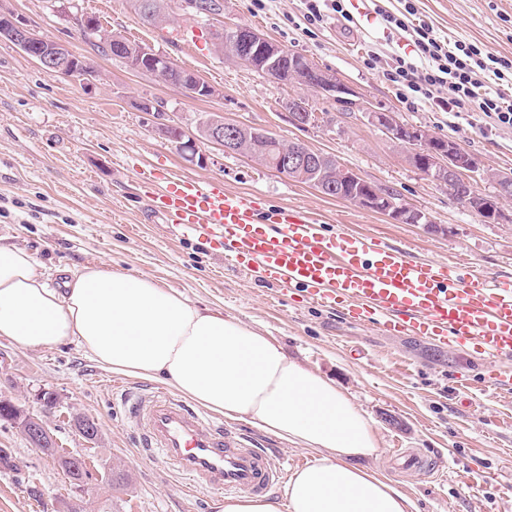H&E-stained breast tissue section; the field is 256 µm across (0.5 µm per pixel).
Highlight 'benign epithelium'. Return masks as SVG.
Wrapping results in <instances>:
<instances>
[{
    "label": "benign epithelium",
    "instance_id": "benign-epithelium-1",
    "mask_svg": "<svg viewBox=\"0 0 512 512\" xmlns=\"http://www.w3.org/2000/svg\"><path fill=\"white\" fill-rule=\"evenodd\" d=\"M181 6L187 14L192 12L215 17L224 12V0H215L213 3L194 0L192 3L183 2ZM0 40L10 42L24 52L31 46L35 47L31 52V58L43 70L55 76L67 75L65 64L71 59L69 51L64 45L38 35L26 21L0 13ZM240 51L258 58L260 66L270 76H275L277 62L282 56V47L279 44L252 32L245 38ZM305 67L321 94L336 102H351L354 107L365 112L371 123L382 128L389 139L408 149L409 163L431 180L444 186L465 183L467 173L478 167L477 161L464 152L456 142L438 139L425 128L404 124L391 112L374 110L358 92L309 59L305 61ZM288 109V119L297 127L307 128L318 124L319 115L312 111L306 99L297 97L289 100ZM201 134L205 140L227 152L252 157L254 153L247 144L262 135V132L216 116L210 118L207 125L201 128ZM271 165L277 173L307 181L325 195L340 188L350 187L357 193L355 203L364 208L377 210L395 223H430L429 218L421 210L394 203L382 190L367 183L347 168L338 165L333 169L327 166L325 158L318 153L301 149H281L271 161ZM485 176L497 185V193L486 195L476 192L472 195V205L482 213L486 223L497 224L506 218L501 203L512 197V172L488 170ZM18 424L35 447L42 448L50 441L48 433L38 420H30L21 415Z\"/></svg>",
    "mask_w": 512,
    "mask_h": 512
}]
</instances>
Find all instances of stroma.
<instances>
[{
	"label": "stroma",
	"instance_id": "stroma-1",
	"mask_svg": "<svg viewBox=\"0 0 512 512\" xmlns=\"http://www.w3.org/2000/svg\"><path fill=\"white\" fill-rule=\"evenodd\" d=\"M408 1L438 39L475 43L512 60V0H345L348 18L333 17L310 34L298 27L301 0H265L261 10L253 0H226L222 20L210 22L176 9L161 27L143 23L130 0H0V12L91 59L95 70L88 80L52 76L0 41V242L30 251L51 282L59 281L62 267L101 263L275 337L290 358L336 381L366 413L380 444L369 467L406 492L417 512H512V392L487 383L478 354L381 335L336 313L288 302L271 286L225 268L216 251L172 237L150 207L155 186L136 178L141 169L217 178L225 190L271 206L307 207L321 223L377 236L422 259L462 258L483 274L512 276V199L502 203L505 220L485 223L414 169L405 148L363 112L340 114L336 102L308 87L282 85L223 57L212 37L221 25L246 27L304 55L379 110L458 143L478 160L475 189L493 192L484 173L512 171V127L487 128L479 112L409 106L381 70L366 64L374 52L416 59L410 35L386 27L375 13L379 7L402 12ZM79 15L165 55L212 86L214 96L191 97L95 54L74 23ZM295 96L306 98L314 112L339 114V123L298 129L286 108ZM146 100L163 104L170 119L196 137L194 150L155 134L153 116L140 109ZM214 115L332 156L424 211L430 225L393 223L197 138L200 122ZM114 378L77 344L23 349L0 338V397L41 419L61 453L83 459L91 473L75 488L57 458L0 420V448L15 463L0 467V512L74 506L81 512H218L219 497L192 493L163 463L141 458L112 390ZM42 391L57 396L55 409L44 410L37 398ZM81 417L95 421V439L79 433ZM413 448L435 457L436 472L392 473L397 452Z\"/></svg>",
	"mask_w": 512,
	"mask_h": 512
}]
</instances>
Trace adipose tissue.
I'll return each mask as SVG.
<instances>
[{
    "label": "adipose tissue",
    "mask_w": 512,
    "mask_h": 512,
    "mask_svg": "<svg viewBox=\"0 0 512 512\" xmlns=\"http://www.w3.org/2000/svg\"><path fill=\"white\" fill-rule=\"evenodd\" d=\"M0 337L22 348L78 343L113 373L164 379L213 413L316 452L282 501L228 498L221 512H413L404 491L362 467L379 443L335 381L141 276L88 264L54 286L27 250L0 243Z\"/></svg>",
    "instance_id": "1"
}]
</instances>
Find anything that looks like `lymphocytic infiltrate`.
I'll return each mask as SVG.
<instances>
[{"instance_id":"obj_1","label":"lymphocytic infiltrate","mask_w":512,"mask_h":512,"mask_svg":"<svg viewBox=\"0 0 512 512\" xmlns=\"http://www.w3.org/2000/svg\"><path fill=\"white\" fill-rule=\"evenodd\" d=\"M384 19L392 28L410 29L419 55L427 61L420 67L398 55L387 60L369 55L368 67H387L406 102L440 104L448 112H480L493 123L512 126V80L507 77L511 61L473 43H444L424 22L410 27L404 16L390 13Z\"/></svg>"}]
</instances>
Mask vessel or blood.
Listing matches in <instances>:
<instances>
[{"label": "vessel or blood", "instance_id": "obj_1", "mask_svg": "<svg viewBox=\"0 0 512 512\" xmlns=\"http://www.w3.org/2000/svg\"><path fill=\"white\" fill-rule=\"evenodd\" d=\"M171 236L218 248L227 268L291 301L341 312L386 336H420L479 352L492 379L512 356V278L464 263L416 259L371 235L327 229L306 208L267 209L215 181L166 176L153 197ZM121 401L143 456L190 487L227 497L264 496L288 474L273 449L214 420L167 390L123 388Z\"/></svg>", "mask_w": 512, "mask_h": 512}]
</instances>
